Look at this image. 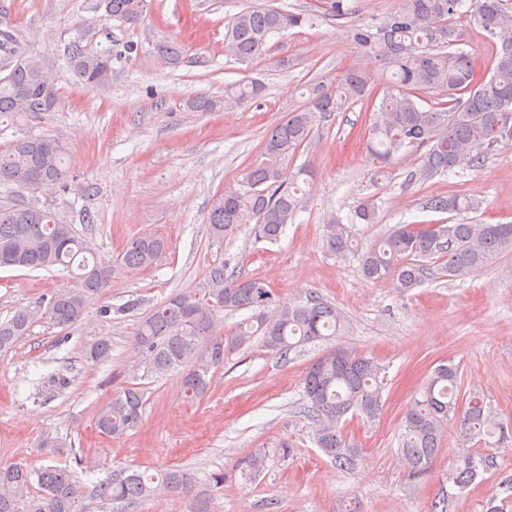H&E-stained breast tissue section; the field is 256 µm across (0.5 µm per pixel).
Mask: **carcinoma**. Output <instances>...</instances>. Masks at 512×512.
<instances>
[{"mask_svg":"<svg viewBox=\"0 0 512 512\" xmlns=\"http://www.w3.org/2000/svg\"><path fill=\"white\" fill-rule=\"evenodd\" d=\"M400 7L378 25H362L352 39L362 49L386 61L389 82L379 94L362 68L346 70L331 88L319 81L306 85L304 104L288 113L266 135L264 159L250 167L237 186L217 195L208 216L210 233L222 239L240 224L254 222L258 238L273 242L293 223L305 200L299 185L310 176L306 166L290 173L287 162L309 143L312 132L329 112H340L367 99L373 102L374 121L366 147L388 167L400 151L424 150L419 176L429 178L456 170L483 167L502 144L512 142V36L503 28L512 20V0H400ZM104 17L135 27L147 12V0H98ZM466 15L502 41L488 75L476 78L469 54L454 48L453 20ZM314 14L293 13L271 4L237 13L224 34L227 49L241 62L263 56L271 38L313 24ZM21 30L0 28V120L12 124L58 112L63 100L45 56L22 48ZM138 51L126 43L120 51L95 48L79 40L65 52L68 70L76 82L98 89L112 80V62ZM154 52L164 66L176 70L185 63V49L163 40ZM428 90L440 100L428 107L416 92ZM264 85L258 80L231 86L224 98L199 95L186 107L193 112H215L228 99H259ZM71 168L62 141L54 136L25 135L0 150V186L13 185L35 192L66 190ZM429 208L464 213L477 209L466 197L433 196ZM374 204L364 202L348 217L351 224H373ZM325 245L343 256L352 243L343 218L333 215L325 225ZM512 248V223L396 224L375 239L360 255L363 276L389 280L401 293L418 287L427 275V263H438L451 280L465 279L487 267L503 250ZM159 236L131 238L119 262L146 269L166 252ZM75 268L77 286L63 288L47 307L20 308L0 321V351L15 346L33 322L46 319L58 327L78 322L88 298L108 287L112 262L102 259L91 243L55 211L23 199L0 207V267ZM251 311L231 339L216 334L226 311ZM340 311L319 293L310 291L295 302L279 305L270 283L243 278L224 261L212 265L201 286L183 291L159 305L141 320L134 336L142 377L182 370L187 399L207 393L211 371L224 365L226 352L259 336L266 348L280 356L299 346L335 335L344 326ZM382 368L362 352L338 345L318 357L303 377V410L313 421L314 441L336 468L357 467L362 449L344 438L341 423L348 414L376 419L384 406ZM145 390L130 383L116 392L97 412L96 427L119 439L136 429L145 408ZM456 421L459 448L449 479L462 489L497 469V449L512 442V432L478 395L461 397L459 367L453 362L435 368L419 396L407 406L402 420L398 456L413 475H425L440 450L445 424ZM209 487H196L189 472L178 467L155 474L119 472L94 485L103 501L128 505L163 492L188 497V512H211V489L224 483L214 474ZM80 491L68 471L23 463L0 466V512H77Z\"/></svg>","mask_w":512,"mask_h":512,"instance_id":"cac0c4a2","label":"carcinoma"}]
</instances>
